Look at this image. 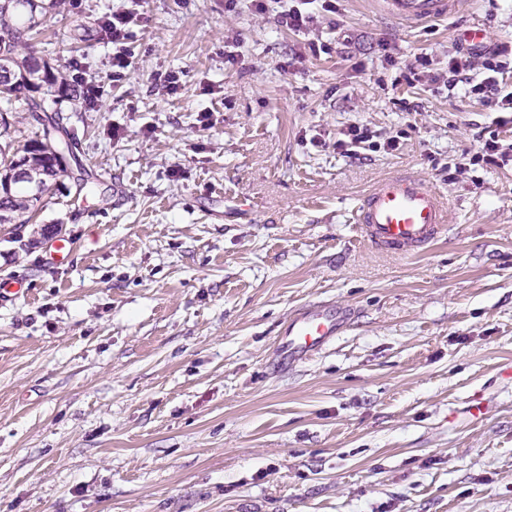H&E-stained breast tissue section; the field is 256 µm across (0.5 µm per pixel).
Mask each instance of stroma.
Segmentation results:
<instances>
[{
    "instance_id": "stroma-1",
    "label": "stroma",
    "mask_w": 512,
    "mask_h": 512,
    "mask_svg": "<svg viewBox=\"0 0 512 512\" xmlns=\"http://www.w3.org/2000/svg\"><path fill=\"white\" fill-rule=\"evenodd\" d=\"M117 9L140 23L113 83L97 21ZM475 22L486 46L512 42V0L421 25L336 0L299 34L248 0L47 11L38 57L105 93L47 98L69 174L22 244L0 226V283L28 290L0 300V512H512V164L457 170L512 129L441 80ZM228 33L244 64H225ZM352 124L380 150H338ZM399 173L448 208L413 257L352 220ZM50 224L76 244L67 265L43 262ZM322 301L350 306V327L278 366L283 324Z\"/></svg>"
}]
</instances>
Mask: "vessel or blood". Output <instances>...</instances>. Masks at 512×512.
<instances>
[{"instance_id":"vessel-or-blood-1","label":"vessel or blood","mask_w":512,"mask_h":512,"mask_svg":"<svg viewBox=\"0 0 512 512\" xmlns=\"http://www.w3.org/2000/svg\"><path fill=\"white\" fill-rule=\"evenodd\" d=\"M383 11L410 24L448 15L455 0H380ZM362 237L371 248L391 254L414 256L434 244L447 230V208L440 194L426 180L397 175L377 182L355 212ZM74 242L55 238L47 261L58 266L71 262ZM349 319L346 308L334 304L303 307L281 330L277 348L288 364L323 350L338 336Z\"/></svg>"}]
</instances>
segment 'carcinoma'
Instances as JSON below:
<instances>
[{"instance_id": "1", "label": "carcinoma", "mask_w": 512, "mask_h": 512, "mask_svg": "<svg viewBox=\"0 0 512 512\" xmlns=\"http://www.w3.org/2000/svg\"><path fill=\"white\" fill-rule=\"evenodd\" d=\"M40 26L38 15L25 8L20 0H0V35L10 36V41L0 44V70L9 65L12 77L0 75V124L8 127L6 114L9 112L45 111L44 98L35 96L42 85L46 93L62 83V76L51 69L40 70L39 62L31 51L33 31ZM63 122L58 115L43 125L41 131L25 140L22 148L14 149L11 144L0 145V181L8 178L13 158L22 155L42 177L40 194L34 195L22 184H12L6 195L0 196V211L12 216L14 223L27 224L31 214L39 210L44 199L52 194L57 179L66 169L55 156L54 149L63 146L56 137Z\"/></svg>"}]
</instances>
